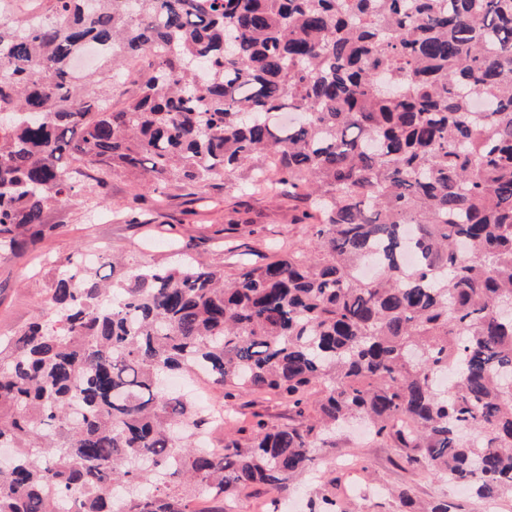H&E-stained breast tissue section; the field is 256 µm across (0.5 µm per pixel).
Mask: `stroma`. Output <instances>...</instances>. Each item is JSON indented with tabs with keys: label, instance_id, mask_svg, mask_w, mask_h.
Here are the masks:
<instances>
[{
	"label": "stroma",
	"instance_id": "obj_1",
	"mask_svg": "<svg viewBox=\"0 0 512 512\" xmlns=\"http://www.w3.org/2000/svg\"><path fill=\"white\" fill-rule=\"evenodd\" d=\"M207 197L217 207L205 211L196 190L175 184L164 208H155L146 191L136 189L135 179L115 172L97 181L84 179L69 200L45 209L50 232L36 238L15 255H0V336H6L39 314L55 270L40 264V257L64 260L73 252L86 257L102 254L127 257L142 265L169 262L168 240L207 265L233 273L240 257L261 262L273 239L295 246L309 242V228L297 218L307 207L298 197L269 198L211 182ZM187 391L198 405L215 407L228 402L240 427L250 428L256 417L268 425L285 426L295 420L280 398L272 394L240 390L225 398L222 389L197 378ZM323 467L312 482L299 489L277 493L263 488L243 491L234 512H309L310 503L335 493L349 512H402L392 491L401 486L413 490L416 512L448 497L457 512H484L480 501L463 489L452 488L428 471L405 464L391 441L362 435L356 429L338 434L336 445L318 451Z\"/></svg>",
	"mask_w": 512,
	"mask_h": 512
}]
</instances>
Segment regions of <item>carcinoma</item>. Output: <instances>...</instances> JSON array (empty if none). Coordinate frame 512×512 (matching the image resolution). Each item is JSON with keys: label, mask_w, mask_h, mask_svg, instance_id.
<instances>
[{"label": "carcinoma", "mask_w": 512, "mask_h": 512, "mask_svg": "<svg viewBox=\"0 0 512 512\" xmlns=\"http://www.w3.org/2000/svg\"><path fill=\"white\" fill-rule=\"evenodd\" d=\"M89 46L105 72L79 82ZM2 115L5 254L73 195V162L158 203L222 180L312 212L309 246L231 276L67 257L0 338V512H227L315 472L355 420L512 500V0H49L0 20ZM198 373L300 421L215 455L196 430L219 411L162 384Z\"/></svg>", "instance_id": "obj_1"}]
</instances>
